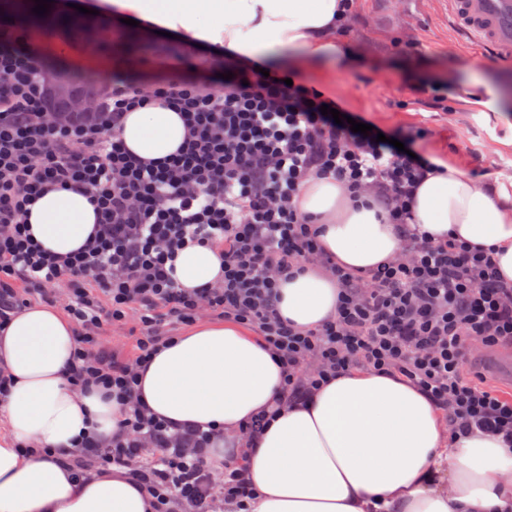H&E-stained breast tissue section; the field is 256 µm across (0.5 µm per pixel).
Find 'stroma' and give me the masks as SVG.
<instances>
[{
    "mask_svg": "<svg viewBox=\"0 0 512 512\" xmlns=\"http://www.w3.org/2000/svg\"><path fill=\"white\" fill-rule=\"evenodd\" d=\"M78 12L64 18L53 13L21 17L26 35L41 50V65L65 68L74 76L98 77L100 92L110 83L104 71L117 78L160 80L170 76L181 57H190L194 73L207 78L224 70V61L207 49L189 50L181 41L163 35L148 36L140 28L123 26V43L112 33L85 41L76 33L81 26H98L91 10L100 0H75ZM348 58L309 65L306 80L330 84L345 95L350 110L366 113L383 128L432 129L423 149L458 164L465 172L485 171L487 180L512 177V66L492 59L475 60V45L454 31L444 0H416L395 12L390 0H358V15L345 37ZM481 79L499 91L495 109L452 99V111L439 112L427 99L411 95L418 85H456ZM406 100L397 108V100ZM141 337L135 313L104 326L101 343L115 358L134 359Z\"/></svg>",
    "mask_w": 512,
    "mask_h": 512,
    "instance_id": "stroma-1",
    "label": "stroma"
}]
</instances>
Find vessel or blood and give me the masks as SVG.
Instances as JSON below:
<instances>
[{"label": "vessel or blood", "instance_id": "obj_1", "mask_svg": "<svg viewBox=\"0 0 512 512\" xmlns=\"http://www.w3.org/2000/svg\"><path fill=\"white\" fill-rule=\"evenodd\" d=\"M457 32L470 39L480 55L512 65V0H448Z\"/></svg>", "mask_w": 512, "mask_h": 512}]
</instances>
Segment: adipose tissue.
Instances as JSON below:
<instances>
[{"label": "adipose tissue", "mask_w": 512, "mask_h": 512, "mask_svg": "<svg viewBox=\"0 0 512 512\" xmlns=\"http://www.w3.org/2000/svg\"><path fill=\"white\" fill-rule=\"evenodd\" d=\"M341 0H101L113 19H138L146 33L176 34L189 46H223L244 58L299 51L313 63L350 54L336 32ZM186 127L161 104L129 112L125 149L153 160L174 155ZM418 189L416 226L492 249L512 282V183L475 181L448 159ZM302 212L320 220L319 243L353 272H367L401 249L398 225L351 201L332 179L306 181ZM100 215L85 193L54 189L31 206L27 223L43 249L76 254ZM224 275L217 248L191 244L174 261L183 288ZM278 309L308 329L333 319L339 286L308 270L282 282ZM77 350L71 320L49 306L22 309L0 328V367L12 382L0 395V512H154L150 492L126 469L77 476L66 457L83 439L111 443L122 418L113 396L75 389L68 370ZM283 368L259 337L232 322L199 323L158 345L142 365L138 397L153 416L180 427L223 433L216 460L240 457L254 498L251 512H512V450L474 432L448 435L442 412L419 388L369 368L340 372L246 439L240 430L278 399Z\"/></svg>", "instance_id": "ef3b65f1"}]
</instances>
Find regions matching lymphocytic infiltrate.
Listing matches in <instances>:
<instances>
[{
	"label": "lymphocytic infiltrate",
	"instance_id": "f902f5d3",
	"mask_svg": "<svg viewBox=\"0 0 512 512\" xmlns=\"http://www.w3.org/2000/svg\"><path fill=\"white\" fill-rule=\"evenodd\" d=\"M224 57L232 79L119 85L100 98L98 119L47 128L38 51L17 21L0 16V327L22 305L17 281L69 283L68 313L79 328L69 380L109 390L123 405L117 438L103 445L88 437L72 454L76 474L125 468L152 492L156 512L250 502L242 462L211 460L214 431L156 421L135 395L138 370L169 339V326L192 324L204 310L249 326L281 363V398L267 420L362 366L419 386L447 412L452 433L512 442V401L464 376L474 349L512 343V283L491 250L435 242L412 226L417 191L437 171L420 148L431 129H396L388 143L373 130L352 132L320 111L349 112L343 97L264 59ZM154 101L180 112L187 128L179 152L162 161L130 155L118 135L127 112ZM314 176L405 225L400 252L363 275L338 265L298 207ZM56 187L87 193L100 214L93 242L76 256L42 250L25 224L29 206ZM192 242L220 249L223 279L178 287L170 263ZM310 268L336 279L340 304L332 321L302 330L281 316L277 287ZM131 310L144 334L136 358L122 361L102 349L99 332Z\"/></svg>",
	"mask_w": 512,
	"mask_h": 512
}]
</instances>
